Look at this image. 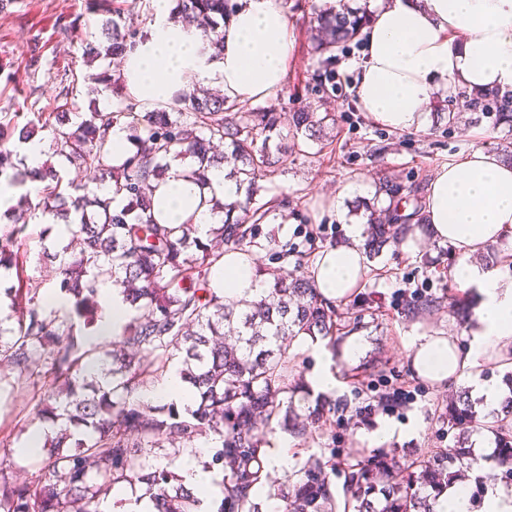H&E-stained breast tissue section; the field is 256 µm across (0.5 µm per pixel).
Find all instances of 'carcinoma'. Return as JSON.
<instances>
[{"label": "carcinoma", "instance_id": "obj_1", "mask_svg": "<svg viewBox=\"0 0 512 512\" xmlns=\"http://www.w3.org/2000/svg\"><path fill=\"white\" fill-rule=\"evenodd\" d=\"M173 13L200 31L207 47L220 55V29L236 12L232 0H175ZM88 10L102 15L104 41L89 45L88 60L119 58L142 38L133 25L132 7L123 0H88ZM314 50L325 71L334 72L335 51L359 37L368 22L364 8L314 7ZM62 89L52 111L38 113L50 129L53 154L69 166L95 173L100 185L115 187L108 196L64 180L65 168L45 161L39 170L25 167L24 157L9 148L13 139L27 141L33 126L0 120V177L14 186L41 183L21 194L10 223L0 226V268L15 271L7 289L10 313L0 319V367L33 380L32 410L15 407L0 414V512H100L113 490L138 482L155 501L158 512H198L194 494L158 465L155 449L169 435L182 439V455L201 438L215 443L211 464L224 473V498L218 512H259L253 491L263 472L262 456L272 445L276 427L303 437L307 427L325 425L336 401L323 397L310 422L290 419L296 397L306 400L308 386L298 370L300 355L293 343L308 336L328 341L338 335L336 309L314 282L297 271L283 270L255 299L226 298L218 277L224 252L197 236L193 224H159L152 218L151 183L163 179L170 161L191 159L187 177L207 185L213 166H230L227 175L242 193L230 202L212 203L208 237L228 251L245 253L257 235L267 208L257 199L258 182L274 176L289 158L303 152L330 114H291V136L277 130L279 117L249 101H229L195 86L171 102L139 103L116 94L103 109L80 111L78 77L61 76ZM130 131V151L112 164L109 132ZM378 193L389 205L370 211L364 239L367 254L402 239L420 221L418 188L386 176ZM412 211H407V207ZM63 218L79 240L78 254L59 265V290L73 298L68 311L51 307L41 294V281L27 274L31 260L30 219ZM121 289L131 315L112 349L86 341L76 332L75 318L87 327L97 319L99 284ZM195 325L190 333L187 327ZM140 355L135 364L126 353ZM195 392L193 409L179 412L133 395L162 380L174 363ZM99 367L109 377L102 385L90 373ZM465 399L437 412V419L474 418ZM50 420L59 426L56 439L73 442V451L31 456L35 468L24 486L3 475L11 463L17 431ZM498 444L491 475L512 470V396L493 417ZM295 466L288 489L278 492L284 512H434L436 498L448 489V464L470 471L476 464L460 440L436 452L421 451L408 464L410 475L396 479L395 458L376 449L357 448L353 464L342 469L346 494L336 499L329 465L319 456L292 449Z\"/></svg>", "mask_w": 512, "mask_h": 512}]
</instances>
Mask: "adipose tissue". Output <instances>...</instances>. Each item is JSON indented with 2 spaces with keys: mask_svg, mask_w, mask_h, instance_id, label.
Wrapping results in <instances>:
<instances>
[{
  "mask_svg": "<svg viewBox=\"0 0 512 512\" xmlns=\"http://www.w3.org/2000/svg\"><path fill=\"white\" fill-rule=\"evenodd\" d=\"M172 0H150L148 36L126 56L121 76L137 101H169L192 85L220 87L240 101L274 94L284 83L291 42L288 22L276 0H241L225 25L224 51L204 50L199 32L174 21ZM364 29L366 53L353 88L365 112L396 131L422 130L434 92L512 90V0H378ZM208 184L186 181L174 167L155 186L165 224H196L207 230L212 197L234 196L235 186L220 167ZM424 221L434 238L457 250L452 277L461 289H476L480 330L468 346L453 337L417 334L408 343L411 364L421 375L455 382L469 376L474 394L497 407L501 389L481 379L485 361L512 355V272L507 267L469 264L472 252L512 234V164L474 149L438 167L426 189ZM348 242L317 258L312 271L321 295L341 299L369 270L361 228L346 227ZM263 286L239 253L224 256L225 296L256 297ZM99 318L88 339L117 336L130 310L119 289L101 284ZM208 446L186 453L174 465L182 485L200 500V512H214L223 493L219 470L204 467Z\"/></svg>",
  "mask_w": 512,
  "mask_h": 512,
  "instance_id": "ef3b65f1",
  "label": "adipose tissue"
}]
</instances>
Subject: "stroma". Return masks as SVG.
<instances>
[{
	"instance_id": "35a3bbf8",
	"label": "stroma",
	"mask_w": 512,
	"mask_h": 512,
	"mask_svg": "<svg viewBox=\"0 0 512 512\" xmlns=\"http://www.w3.org/2000/svg\"><path fill=\"white\" fill-rule=\"evenodd\" d=\"M288 19L292 49L285 83L279 93L263 101L278 112L279 129L289 134L287 117L298 108L316 113L331 112L335 123L326 130L333 136L332 148L309 144L304 155L288 163L271 179L262 181V200L289 199V213L275 208L258 226L249 254L261 281L272 280L280 270H298L310 275L318 251L345 242V227L363 223L359 203L387 206L386 196L376 193L379 177L389 176L402 183L428 185L438 166L458 161L474 148L495 152L512 142V128L492 125L480 110L459 102L461 119L447 127L438 118L437 102H430L428 124L422 131L397 132L377 123L361 108L353 94V83L363 62L364 44L355 40L336 51V71L343 79L342 91L325 93L319 87L322 62L313 49L311 17L323 0H277ZM101 16L89 14L87 0H21L9 13H0V115L13 113L26 124L34 113L51 111L61 88L63 73L86 76L105 70V62L87 63L83 51L87 42L101 38ZM39 53L40 65H32V53ZM322 226L315 247H308L302 231ZM458 261L456 249L419 231L412 241H400L384 248L373 258L362 288L348 298L337 300L340 313L361 318L363 328L346 339V346L360 345L355 356H341L330 366L339 378L336 388L338 409L330 426L305 440L310 452L331 458L333 449L351 451L370 447L372 433L394 427L385 450L400 462L398 479H405L406 461L420 449L447 446L449 436L464 438L467 446L484 438L474 422L463 420L444 429L437 422L435 407L455 403L462 391L470 390L468 380L451 384L426 379L412 369L407 343L410 336L425 332L453 334L458 347L467 346L473 330L455 316L462 291L450 275ZM425 296L440 298L438 306L421 316L407 314L405 307L416 289ZM356 370L359 386L345 383L347 370ZM408 382L419 388L416 402L390 416L375 410L365 413L362 392L384 390L385 386ZM418 425L416 435L405 434L406 426Z\"/></svg>"
}]
</instances>
